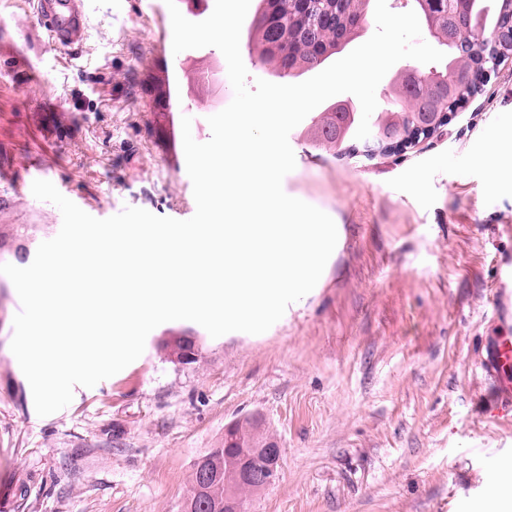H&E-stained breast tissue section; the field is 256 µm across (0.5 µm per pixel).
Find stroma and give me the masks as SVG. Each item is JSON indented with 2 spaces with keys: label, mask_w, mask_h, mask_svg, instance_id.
I'll use <instances>...</instances> for the list:
<instances>
[{
  "label": "stroma",
  "mask_w": 512,
  "mask_h": 512,
  "mask_svg": "<svg viewBox=\"0 0 512 512\" xmlns=\"http://www.w3.org/2000/svg\"><path fill=\"white\" fill-rule=\"evenodd\" d=\"M89 37L47 45L30 0H0V224L61 229L60 210L15 193L35 165L89 215L124 207L186 220L196 210L168 125L171 46L164 0H84ZM186 50L179 79L193 138L211 136L208 91L193 71L219 56ZM284 191L330 215L334 252L314 289L259 335L205 337L198 361L143 354L71 403L38 416L10 343L20 309L0 280V512H181L193 462L224 426L261 415L280 476L251 512H472L490 473L512 474V414L490 409L480 369L501 325L497 262L512 257V63L500 65L450 123L397 156L305 158Z\"/></svg>",
  "instance_id": "obj_1"
}]
</instances>
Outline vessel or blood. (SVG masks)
I'll return each instance as SVG.
<instances>
[{"instance_id":"b4317fda","label":"vessel or blood","mask_w":512,"mask_h":512,"mask_svg":"<svg viewBox=\"0 0 512 512\" xmlns=\"http://www.w3.org/2000/svg\"><path fill=\"white\" fill-rule=\"evenodd\" d=\"M34 22L53 47L75 49L88 35V16L81 0H34ZM489 372L506 407L512 408V336L499 337L490 359L482 364Z\"/></svg>"}]
</instances>
